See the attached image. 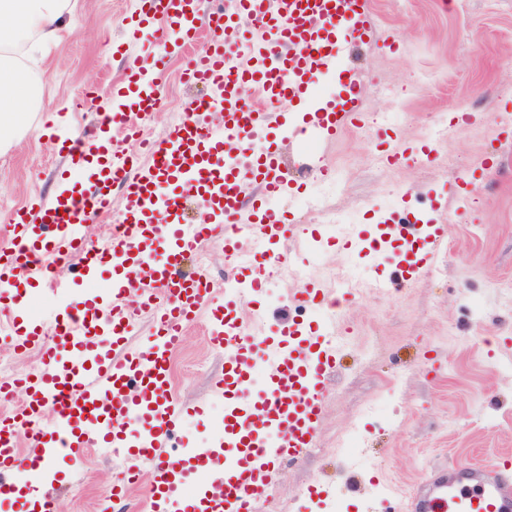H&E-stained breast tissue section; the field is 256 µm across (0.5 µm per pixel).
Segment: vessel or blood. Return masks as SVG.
<instances>
[{"instance_id":"1","label":"vessel or blood","mask_w":512,"mask_h":512,"mask_svg":"<svg viewBox=\"0 0 512 512\" xmlns=\"http://www.w3.org/2000/svg\"><path fill=\"white\" fill-rule=\"evenodd\" d=\"M234 11L209 10L207 0H141L137 22L125 24L136 43L157 19L166 30L160 45L191 43L199 28L210 38L189 67L191 84L216 88V102L198 110L156 141L151 164L134 169L119 142L92 139L61 144L69 169L96 165L91 188L63 182L37 215L13 217L8 245L0 247V316H9L16 346L38 350L43 367L22 380V404L0 414V512H54L55 464L77 461L85 449L111 443L126 462L124 479L145 483L148 512H253L273 488L275 469L295 463L314 447L322 413V384L336 362L334 326L309 334L297 322L287 330L255 335V310L239 299L263 285V259L270 245L286 239L292 225L278 219L273 203L291 187L270 131L291 141L295 126L273 107L310 103L320 73L335 67L351 46L374 31L369 0H235ZM163 55L130 59L135 89L115 93L105 124L135 131L158 100L155 76ZM342 96L322 102L310 125L332 138L364 122L365 87L353 74L341 82ZM224 112L221 128L203 118L211 106ZM121 185L113 198V185ZM200 197L207 206L186 220L184 204ZM120 204V224L104 248L79 233L82 223ZM384 234L416 242L399 276L375 281L378 292L398 287L402 276L421 270L425 258L445 245L441 225L388 224ZM223 239L228 260L224 289L235 294L224 308H210L214 282L184 272L188 254ZM254 241L243 254L241 242ZM75 262L77 278L58 275V265ZM121 270L125 282L100 300L73 301L77 281L97 282L105 268ZM52 288L64 306L52 324L30 323L18 331L14 306L24 281ZM321 289L302 283L290 292L297 307L322 302ZM209 337L223 349L224 372L215 383L225 399L224 441L230 454L222 474L188 487L185 463L195 449L180 435L189 405L174 393L173 355L184 327L201 313ZM151 319L144 345L131 343L134 327ZM105 352H98L100 344ZM265 387L252 392L255 372ZM25 486L26 500L13 498ZM416 512H512V476L489 466H458L436 475L416 494Z\"/></svg>"}]
</instances>
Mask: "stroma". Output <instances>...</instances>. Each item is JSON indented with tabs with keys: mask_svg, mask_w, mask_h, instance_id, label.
Masks as SVG:
<instances>
[{
	"mask_svg": "<svg viewBox=\"0 0 512 512\" xmlns=\"http://www.w3.org/2000/svg\"><path fill=\"white\" fill-rule=\"evenodd\" d=\"M370 2L379 36L338 66L369 80L366 106L380 120L313 150L304 141L280 147L291 189L275 209L299 234L270 253L292 252L294 264L269 269L249 306L266 311L268 325L293 319L320 331L322 310L285 305L297 286L290 269L301 268L335 298L342 348L324 382L314 448L282 466L256 512H413L414 493L439 470L493 459L512 469V0ZM135 3L69 0L43 56L40 101L0 147V226L56 191L65 168L57 134L96 128L129 59L160 52L151 36L125 41ZM200 48H170L158 80L168 108L153 116L152 137L204 95L185 75ZM88 91L95 107L74 111ZM424 149L425 162L416 158ZM308 152L332 180L305 170ZM387 152L406 159L388 164ZM403 219L443 225L447 248L408 285L380 294L373 282L400 265L401 243L374 257L342 242ZM345 280L353 294L341 290ZM172 369L175 394L191 407L182 428L194 447H210L224 417L213 388L224 352L210 347L204 322L187 329ZM79 467L58 470L60 512H98L121 479L98 448Z\"/></svg>",
	"mask_w": 512,
	"mask_h": 512,
	"instance_id": "1",
	"label": "stroma"
}]
</instances>
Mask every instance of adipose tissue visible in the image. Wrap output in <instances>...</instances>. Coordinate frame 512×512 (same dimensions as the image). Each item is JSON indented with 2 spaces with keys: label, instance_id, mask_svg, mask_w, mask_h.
<instances>
[{
  "label": "adipose tissue",
  "instance_id": "1",
  "mask_svg": "<svg viewBox=\"0 0 512 512\" xmlns=\"http://www.w3.org/2000/svg\"><path fill=\"white\" fill-rule=\"evenodd\" d=\"M68 0H0V145L38 100L34 47L56 39Z\"/></svg>",
  "mask_w": 512,
  "mask_h": 512
}]
</instances>
